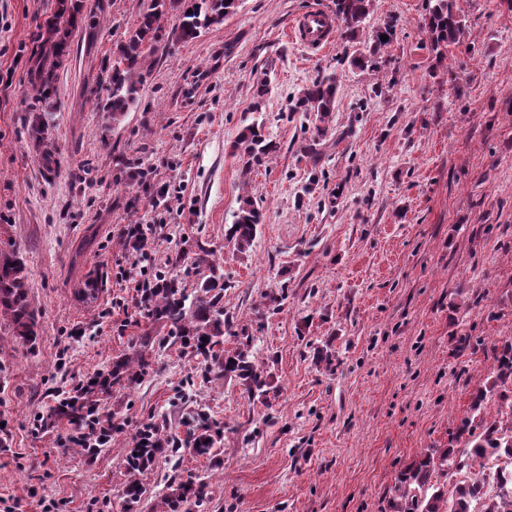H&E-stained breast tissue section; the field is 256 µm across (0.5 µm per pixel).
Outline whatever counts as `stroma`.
<instances>
[{
	"label": "stroma",
	"instance_id": "35a3bbf8",
	"mask_svg": "<svg viewBox=\"0 0 512 512\" xmlns=\"http://www.w3.org/2000/svg\"><path fill=\"white\" fill-rule=\"evenodd\" d=\"M143 3L84 0L46 99L31 69L56 0H0V249L25 261L39 334L30 348L0 321V499L16 512H123L131 436L153 422L184 434L198 410L224 426L220 466L160 457L141 478L146 510L176 478L207 473L194 512H381L401 468L447 447L492 344L512 336V10L456 0L469 36L440 61L423 0H373L364 38L397 26L378 66L359 71L343 32L319 54L286 35L296 14L332 0H242L169 45L116 124L99 107L107 66ZM329 73L335 126L311 155L313 122L292 100ZM256 119L279 149L247 172L231 144ZM163 184L162 218L151 199ZM245 194L266 219L244 256L225 229ZM135 221L162 272L177 251H213L235 330L225 345L254 337L272 391L251 401L204 379L202 358L156 353L145 380L108 396L125 428L90 456L58 447V428L37 418L148 327L118 279L139 275L124 237ZM323 348L333 368L317 362Z\"/></svg>",
	"mask_w": 512,
	"mask_h": 512
}]
</instances>
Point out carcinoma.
I'll return each instance as SVG.
<instances>
[{
	"mask_svg": "<svg viewBox=\"0 0 512 512\" xmlns=\"http://www.w3.org/2000/svg\"><path fill=\"white\" fill-rule=\"evenodd\" d=\"M242 0H150L140 12L134 26L112 51V66L107 80L110 93L106 111L112 122L122 120L138 102L140 87L146 75L147 57L163 58L166 47L174 41L197 38L201 30L219 25L235 15ZM82 0H58L56 11L40 25L41 54L36 59L39 82L44 98L51 95L50 67L61 61L68 51L71 29L82 20ZM372 0H334L333 14L353 51L349 55L352 68L364 70L377 65L380 49L387 45L381 36H392L394 25L385 22L373 34V42L362 40L365 22L371 13ZM177 12L179 24L167 32L161 19ZM424 28L431 49L440 60L445 59L448 46L467 36V26L455 0H426ZM338 78L334 74L319 77L300 90L292 111L314 115L317 136L325 135L335 120ZM278 145L265 133L264 126L253 122L239 131L233 152L244 160L245 168L262 165L277 152ZM263 208L250 196L240 199L233 223L225 237L240 253L254 245L258 225L264 223ZM191 262L200 279L193 289L184 280L168 277L158 288L145 289L140 304L150 324L165 330L155 340L143 334L130 353L112 362V369L97 373L94 378L58 400L50 414L52 423L77 431H86L97 421L112 434L122 432L124 419L116 412L106 411L103 393L106 386L132 387L151 369L150 356L155 348L178 347L179 352L202 357L206 369L226 380H233L248 398L267 400L268 370L256 364L254 339L237 343L233 349L224 347L225 336L232 335L233 321L224 312V273L213 253L200 246L194 256L181 254L176 262ZM0 317L8 321L12 336L26 345L37 341L36 316L27 287L24 260L15 252H0ZM493 360L490 375L472 391L470 413L449 433L446 448H429L417 460L401 470L396 478L397 495L389 501L390 512H474L472 506L482 504L480 512H512V470L494 474L487 471L492 460L512 461V336L499 339L491 347ZM496 398L510 408L504 425L490 421L486 403ZM186 438L167 434L157 424H147L154 432L158 447L142 448V437H133V448L127 456L130 480L126 486L125 512H140L143 486L140 476L159 453L177 456L182 449L206 455L224 437V428L207 414L188 416ZM469 468L468 479L452 490L440 482L453 469ZM206 477L189 473L180 480L174 492L162 501V512H193V504L206 488Z\"/></svg>",
	"mask_w": 512,
	"mask_h": 512,
	"instance_id": "cac0c4a2",
	"label": "carcinoma"
}]
</instances>
